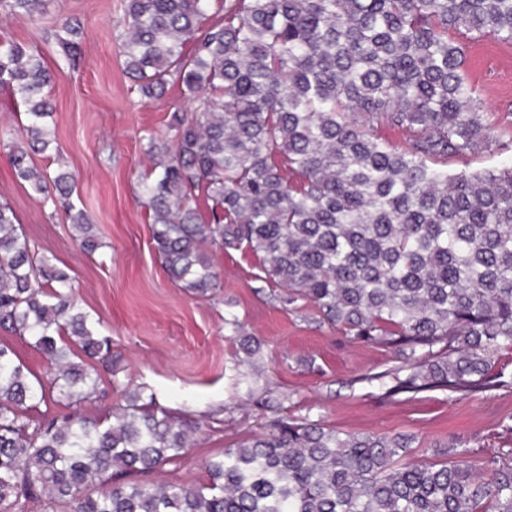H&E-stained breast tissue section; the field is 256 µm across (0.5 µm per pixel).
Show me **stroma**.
<instances>
[{"label":"stroma","instance_id":"1","mask_svg":"<svg viewBox=\"0 0 512 512\" xmlns=\"http://www.w3.org/2000/svg\"><path fill=\"white\" fill-rule=\"evenodd\" d=\"M125 0H49L34 18L0 15V32L41 47L57 74L51 90L58 151L33 155L38 168L66 165L77 178L74 201L83 204L103 246L87 255L63 209L42 202L18 182L0 147V202L24 224L31 246L72 277L79 306L112 341L113 371H102L103 395L83 403L86 415H107L120 387L154 397L190 418L196 431L186 457L140 475L143 483L207 482L205 461L266 431L273 415L320 424L347 434H413V457L437 460V445L467 447L481 472L506 462L504 425L512 426V351L500 353L497 384L466 396L441 389L392 398L380 395L375 374L402 366L392 348L349 341L320 323L305 304L290 306L263 279L248 250L210 249L217 291L188 293L173 283L155 252L150 220L139 203L150 167L143 135L167 138V123L182 105L179 86L145 101L124 72ZM84 28L82 55L69 67L60 45L65 18ZM470 82L480 91L488 123L512 121V44L489 37L463 40ZM259 339L253 356L240 350L232 326Z\"/></svg>","mask_w":512,"mask_h":512}]
</instances>
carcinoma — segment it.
Returning a JSON list of instances; mask_svg holds the SVG:
<instances>
[{
  "label": "carcinoma",
  "mask_w": 512,
  "mask_h": 512,
  "mask_svg": "<svg viewBox=\"0 0 512 512\" xmlns=\"http://www.w3.org/2000/svg\"><path fill=\"white\" fill-rule=\"evenodd\" d=\"M47 0H0L33 17ZM125 67L146 100L176 83L171 140L147 134L142 182L168 276L206 294L219 278L207 245L262 256L264 279L354 342L395 346L409 373L383 395L492 383L512 350V165L450 174V158L502 144L485 122L452 34L512 42V0H126ZM65 59L83 27L67 20ZM53 72L43 52L0 41V91L22 100L20 136L0 134L14 175L60 206L93 254L102 242L71 201L75 178L31 155L51 145ZM398 128L394 147L378 128ZM0 329L53 369L30 381L0 343V512L43 497L63 512H512V466L481 476L450 444L410 459V434H341L277 418L206 462L209 482L133 477L179 460L191 425L133 390L105 423L78 411L30 418L41 403L99 397L112 345L76 307L69 273L31 249L0 203ZM82 354L88 362L71 357Z\"/></svg>",
  "instance_id": "carcinoma-1"
}]
</instances>
